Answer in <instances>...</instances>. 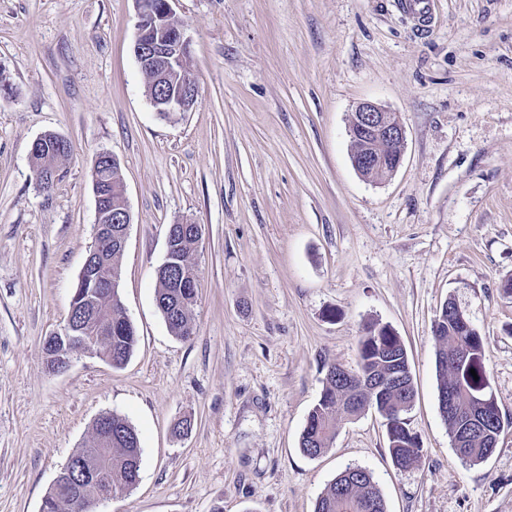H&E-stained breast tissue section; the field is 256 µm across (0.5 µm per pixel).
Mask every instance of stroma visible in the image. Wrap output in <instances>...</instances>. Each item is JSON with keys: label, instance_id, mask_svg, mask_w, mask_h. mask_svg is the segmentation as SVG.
<instances>
[{"label": "stroma", "instance_id": "1", "mask_svg": "<svg viewBox=\"0 0 512 512\" xmlns=\"http://www.w3.org/2000/svg\"><path fill=\"white\" fill-rule=\"evenodd\" d=\"M196 108L157 119L133 54L135 0H0V512H40L105 412L140 437V475L101 512H314L348 466L387 512H512V0H177ZM372 101L405 126L397 172L350 161L349 117ZM73 145L50 192L32 142ZM119 160L132 213L120 297L129 360L44 341L65 323L94 242L91 168ZM199 224L194 334L155 304L167 228ZM455 301L480 332L506 423L493 454L456 452L438 407L432 324ZM404 344L416 464L382 417L341 418L310 458L299 437L326 370L356 367L367 324ZM192 427L181 437L173 428ZM48 137L46 141H44V145L42 149L35 153L33 158H31V163L33 167V171L35 174L36 182L40 185L41 190L44 192H49L51 189L55 186V182H45L43 180V176L46 174L44 172V169L42 168L41 159L47 154V152H58V147L63 153V158H67L71 153V143L69 140H67L65 137L53 133L48 132ZM59 136L62 138V140L59 141Z\"/></svg>", "mask_w": 512, "mask_h": 512}]
</instances>
